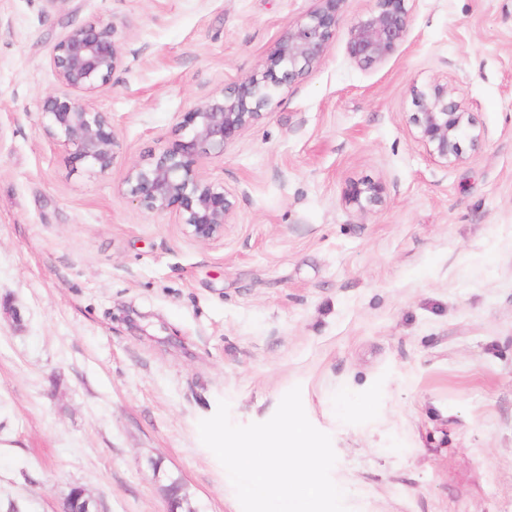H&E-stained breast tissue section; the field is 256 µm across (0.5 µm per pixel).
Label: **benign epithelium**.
<instances>
[{
    "instance_id": "benign-epithelium-1",
    "label": "benign epithelium",
    "mask_w": 512,
    "mask_h": 512,
    "mask_svg": "<svg viewBox=\"0 0 512 512\" xmlns=\"http://www.w3.org/2000/svg\"><path fill=\"white\" fill-rule=\"evenodd\" d=\"M320 6L288 26L266 57L261 76L209 96L177 116L179 138L163 146L144 163H134L123 180L125 194L150 213L169 215L197 241L224 237V225L234 210V195L224 183L202 171V159L222 156L224 148L252 125L282 88L311 71L328 55L345 0H319ZM374 7L348 29L346 53L351 63L368 69L384 63L404 42L411 22L410 0H374ZM122 64L121 37L112 22H91L60 39L50 66L57 87L40 106L46 132L73 150L74 158L100 174L112 170L119 141L112 116L95 103L94 93ZM414 112L409 123L429 154L447 165L465 160L464 143L473 151L483 146L458 88L436 82L412 91ZM384 187L352 182L345 203L366 211L382 203ZM100 512L97 502L78 485L70 487L62 512Z\"/></svg>"
}]
</instances>
